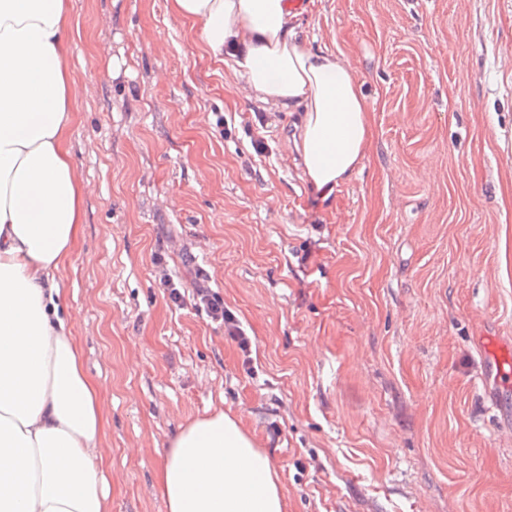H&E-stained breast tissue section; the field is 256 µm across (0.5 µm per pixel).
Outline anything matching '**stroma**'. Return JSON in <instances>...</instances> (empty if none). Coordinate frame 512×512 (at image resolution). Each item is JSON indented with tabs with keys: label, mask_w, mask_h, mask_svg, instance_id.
<instances>
[{
	"label": "stroma",
	"mask_w": 512,
	"mask_h": 512,
	"mask_svg": "<svg viewBox=\"0 0 512 512\" xmlns=\"http://www.w3.org/2000/svg\"><path fill=\"white\" fill-rule=\"evenodd\" d=\"M68 134L85 188L63 281L104 390L112 512H167L160 473L223 409L270 455L287 512H512V0H305L373 137L330 197L297 114L249 99L169 0H69ZM218 292L243 358L161 281Z\"/></svg>",
	"instance_id": "1"
}]
</instances>
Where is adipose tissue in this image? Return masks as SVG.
Segmentation results:
<instances>
[{
  "instance_id": "adipose-tissue-1",
  "label": "adipose tissue",
  "mask_w": 512,
  "mask_h": 512,
  "mask_svg": "<svg viewBox=\"0 0 512 512\" xmlns=\"http://www.w3.org/2000/svg\"><path fill=\"white\" fill-rule=\"evenodd\" d=\"M248 98L300 112L293 147L331 195L373 136L340 52L301 40L286 0H169ZM68 0H0V512H111L102 387L60 314L82 224L67 133L81 86L64 66ZM167 512H285L279 473L240 418L216 411L170 439Z\"/></svg>"
}]
</instances>
